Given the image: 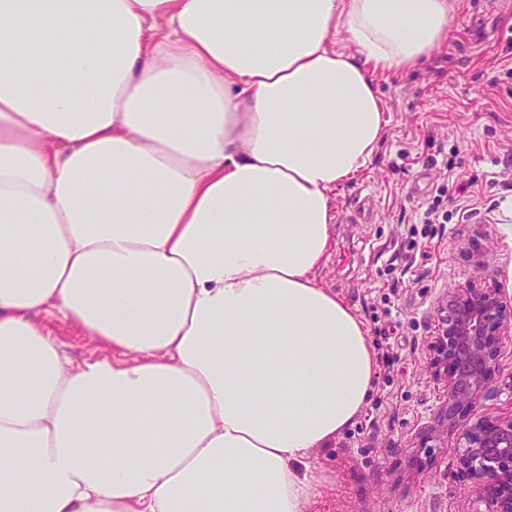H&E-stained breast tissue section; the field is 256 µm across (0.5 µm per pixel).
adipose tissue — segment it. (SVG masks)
<instances>
[{
  "mask_svg": "<svg viewBox=\"0 0 512 512\" xmlns=\"http://www.w3.org/2000/svg\"><path fill=\"white\" fill-rule=\"evenodd\" d=\"M455 10L0 0V512H305L376 365L316 277L333 193L384 138L375 72ZM55 333L63 353L75 362L81 361L83 358L108 353L77 327L71 325L58 326L55 328Z\"/></svg>",
  "mask_w": 512,
  "mask_h": 512,
  "instance_id": "ef3b65f1",
  "label": "adipose tissue"
}]
</instances>
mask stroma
<instances>
[{"label": "stroma", "mask_w": 512, "mask_h": 512, "mask_svg": "<svg viewBox=\"0 0 512 512\" xmlns=\"http://www.w3.org/2000/svg\"><path fill=\"white\" fill-rule=\"evenodd\" d=\"M452 34L419 67L377 72L385 137L335 192L334 243L319 271L369 334L374 392L354 425L305 459L315 478L307 512H482L481 480L458 462L437 420L447 389L432 344L449 290L498 284L512 296V11L457 0ZM448 212L426 224L434 198ZM481 414L512 417V341Z\"/></svg>", "instance_id": "stroma-1"}]
</instances>
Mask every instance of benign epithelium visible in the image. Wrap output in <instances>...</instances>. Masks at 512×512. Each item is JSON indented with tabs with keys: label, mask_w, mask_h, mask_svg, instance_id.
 I'll use <instances>...</instances> for the list:
<instances>
[{
	"label": "benign epithelium",
	"mask_w": 512,
	"mask_h": 512,
	"mask_svg": "<svg viewBox=\"0 0 512 512\" xmlns=\"http://www.w3.org/2000/svg\"><path fill=\"white\" fill-rule=\"evenodd\" d=\"M512 331V298L496 285H460L448 293L434 345L448 391L438 421L457 436L461 467L483 479V512H512V418L476 413L491 392L502 336Z\"/></svg>",
	"instance_id": "1"
}]
</instances>
